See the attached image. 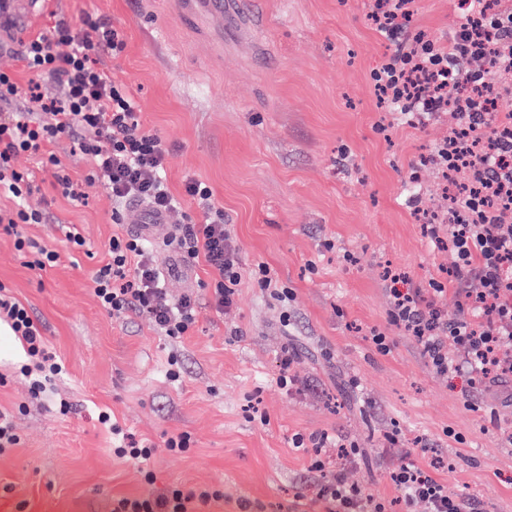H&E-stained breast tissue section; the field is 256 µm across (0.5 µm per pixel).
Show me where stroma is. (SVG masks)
<instances>
[{
  "label": "stroma",
  "mask_w": 512,
  "mask_h": 512,
  "mask_svg": "<svg viewBox=\"0 0 512 512\" xmlns=\"http://www.w3.org/2000/svg\"><path fill=\"white\" fill-rule=\"evenodd\" d=\"M261 2L264 29L228 23L220 38L209 23L183 19L179 0H39L0 32L8 45L0 68L25 82L16 49L56 21L77 25L89 14L121 29L126 50L105 64L133 87L145 129L169 150L166 185L179 209L162 234L186 216L202 221L184 193L188 180H201L224 210L242 273L235 306L220 313L201 302L194 330L177 340L139 314H108L91 277L112 234L142 223L141 209L113 223L112 200L86 184L89 161L73 141L54 151L84 186L81 206L57 194L35 159L20 157L38 188L30 202L47 214L28 231L58 260L30 269L2 236L0 283L30 308L67 374L30 400L26 355L0 335V412L21 438L0 454V512H112L118 499L176 484L223 492L201 512H240L244 499L254 512H328L309 455L292 444L294 435L324 432L360 449L367 461L349 464L347 478L385 500L397 496L389 470L411 460L435 469L449 496L512 512V447L501 438L512 432V404L499 391L473 390L466 376L438 373L392 322L383 279L390 266L412 287L441 283L444 314L458 315L453 255L422 228L423 210L446 208L451 183L420 161L454 121L444 111L385 125L372 76L396 45L367 25L373 0ZM456 23L449 0H418L415 29L444 45ZM65 224L78 226L85 250L70 249ZM155 255L171 297L208 278L204 264L183 265L165 244ZM263 266L290 290L288 302L259 287ZM375 332L389 352L376 349ZM287 351L295 383L283 388ZM173 356L175 381L166 376ZM102 411L156 447L148 472L113 457ZM392 432L399 446L387 452ZM183 433L191 454L165 452Z\"/></svg>",
  "instance_id": "stroma-1"
}]
</instances>
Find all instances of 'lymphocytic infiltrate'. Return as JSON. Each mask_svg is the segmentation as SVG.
<instances>
[{"label": "lymphocytic infiltrate", "mask_w": 512, "mask_h": 512, "mask_svg": "<svg viewBox=\"0 0 512 512\" xmlns=\"http://www.w3.org/2000/svg\"><path fill=\"white\" fill-rule=\"evenodd\" d=\"M468 2L467 15L447 44L412 32L375 84L382 102H421L430 112L446 107L448 88L467 94L460 125L439 146L435 158L443 171L469 170L471 185L450 198L447 225L425 227L433 236L447 232L455 253L450 276L461 297L457 318L447 319L443 313L440 288L405 287V274L392 269L386 270L384 279L392 321L415 341L437 372H462L471 384L512 390V168L503 162L512 155V114L489 107L506 91L505 77L512 76V0L496 9L487 8L485 0ZM125 48L120 29L88 16L80 26L62 21L50 34L22 44L19 58L30 75L27 84L0 70V191L16 200L14 210L0 212V235L12 238L16 251L28 257L29 268L53 266L57 254L27 232L28 226L44 223L45 214L26 204L32 176L15 168L19 155L36 158L41 168L51 171L57 191L81 204L83 191L50 150L60 138L76 141L91 163L87 182L104 180L116 224L123 223L124 211L133 202L162 215L177 205L164 183L168 150L163 140L144 129L133 89L114 80L103 65L104 57L119 56ZM473 59L479 68H469ZM185 192L196 200L204 219L180 225L166 244L185 264L205 263V288L216 310L233 307L242 275L232 231L206 183L188 181ZM162 279L141 236L115 234L93 274V294L109 314L145 315L160 335L178 339L195 324L197 294L190 291L171 299ZM473 281L478 282V291L470 290ZM0 320L30 359L23 370L30 398H42L64 375L65 366L48 351L26 305L1 283ZM333 443L326 433L293 440L294 448L309 453L311 470L322 476L318 498L336 512H387L383 499L346 477V465L358 456V449L342 450L331 461L323 451ZM389 479L403 512H479L475 501L450 497L428 470L415 463L392 469ZM222 497L214 487L174 485L153 498L119 499L112 512H194L195 505Z\"/></svg>", "instance_id": "lymphocytic-infiltrate-1"}]
</instances>
